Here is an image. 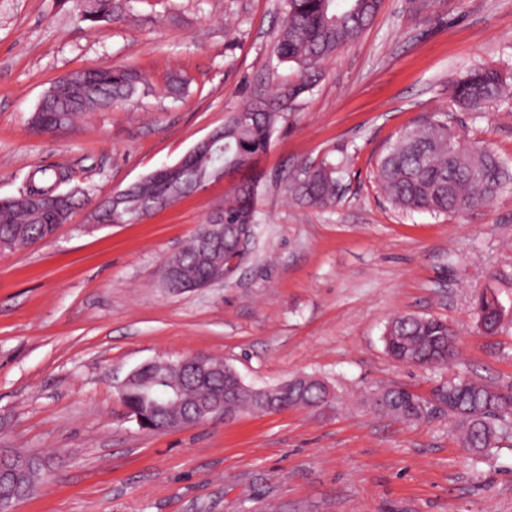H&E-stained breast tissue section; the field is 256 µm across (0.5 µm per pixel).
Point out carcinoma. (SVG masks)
Returning a JSON list of instances; mask_svg holds the SVG:
<instances>
[{
    "label": "carcinoma",
    "instance_id": "carcinoma-1",
    "mask_svg": "<svg viewBox=\"0 0 512 512\" xmlns=\"http://www.w3.org/2000/svg\"><path fill=\"white\" fill-rule=\"evenodd\" d=\"M79 20L90 27L110 23L117 16L115 0H84ZM284 19L275 40L280 62L292 70L293 78L279 85L273 94L262 89L251 92L234 116L224 122V140L210 153H200L183 163L175 177H149L139 186L120 190L121 218L145 198L172 203L186 195L185 187L209 178L215 162L224 163V177L241 176L224 203V223L256 224L262 174L252 168L267 153L277 125L293 104L324 76V64L346 46L357 41L379 11L381 0H283ZM146 78L126 67L72 72L55 82L43 95L30 117L37 132L54 133L70 128L75 120L91 111L122 106L133 100ZM509 92L503 74L494 67L473 69L452 84V98L461 108L480 114ZM343 165L331 160L305 164L288 175L284 190L296 201L323 207L335 203L342 187ZM377 183L389 203L402 212L426 211L453 215L486 204L512 183V168L493 150L478 143L461 144L448 122L425 120L405 130L381 154L377 162ZM72 180L69 168L56 165L29 174L18 196L42 201L59 193ZM66 210L20 206L0 200V250L24 248L46 239L64 222ZM186 281L203 280L197 239H192L172 257ZM477 322L489 329L501 325L497 298L482 293L475 299ZM456 330L448 322L427 316L400 315L388 321L384 347L393 359L412 365L435 363L448 367L458 355ZM189 398L224 396L226 416L240 409L273 413L288 408H310L321 414L341 403L335 388L324 379L306 375L296 384L287 381L255 394L224 376L211 385L196 389L192 377H184ZM447 403L448 417L455 422L458 440L476 454L512 437V396L464 375L434 394ZM126 407L140 414L154 431L176 428L190 410H168L163 392L155 384V371L146 369L141 380L122 395ZM374 408L385 414L417 421L428 414L429 401L403 388H387L370 396ZM12 457L27 462L23 495L35 488L31 480H42L47 468L37 455L10 449Z\"/></svg>",
    "mask_w": 512,
    "mask_h": 512
}]
</instances>
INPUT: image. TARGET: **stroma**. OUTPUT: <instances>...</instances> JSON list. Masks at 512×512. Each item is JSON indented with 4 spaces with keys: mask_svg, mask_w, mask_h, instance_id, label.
<instances>
[{
    "mask_svg": "<svg viewBox=\"0 0 512 512\" xmlns=\"http://www.w3.org/2000/svg\"><path fill=\"white\" fill-rule=\"evenodd\" d=\"M125 8L90 28L71 0H0V198L56 164L92 200L110 196L178 161L261 77L288 79L273 53L282 0ZM121 65L148 75L147 93L64 131H32L51 82ZM484 65L512 77V0H383L277 127L259 161L254 249L228 281L171 293L160 278L223 208L227 181L137 224L96 227L83 208L52 237L0 253V447L53 469L14 512H239L245 500L290 512H512V441L476 455L447 411L407 421L362 400L381 386L426 395L460 373L512 393V185L446 217L394 210L375 180L394 137L433 116L512 164V98L479 115L452 104L453 82ZM173 74L190 82L177 100ZM325 157L344 165L341 197L291 200L282 178ZM486 290L507 313L493 335L473 315ZM398 314L447 320L460 342L454 363L393 361L382 336ZM196 355L255 387L314 374L344 403L141 429L121 382L145 363Z\"/></svg>",
    "mask_w": 512,
    "mask_h": 512,
    "instance_id": "stroma-1",
    "label": "stroma"
}]
</instances>
